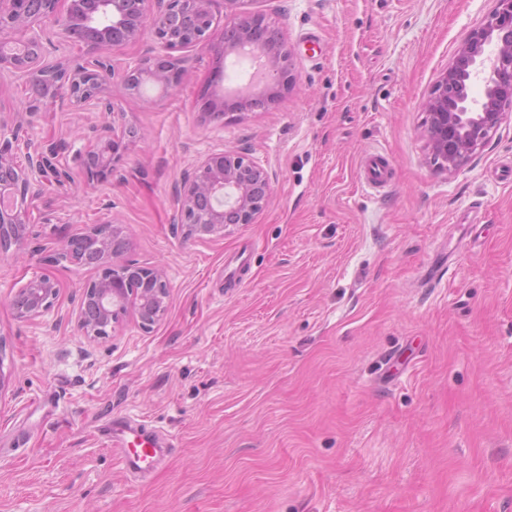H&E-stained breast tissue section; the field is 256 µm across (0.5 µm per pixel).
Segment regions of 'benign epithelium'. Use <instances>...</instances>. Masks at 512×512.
<instances>
[{
	"label": "benign epithelium",
	"instance_id": "7a95c632",
	"mask_svg": "<svg viewBox=\"0 0 512 512\" xmlns=\"http://www.w3.org/2000/svg\"><path fill=\"white\" fill-rule=\"evenodd\" d=\"M0 0V72L9 70L29 78L32 93L27 113L34 116L67 97L85 112H113L103 96L106 82L120 78L134 93L145 83L164 92L175 91L187 73V53L208 49L226 58L262 60V94L274 102L293 82L292 57L282 39L271 38L265 17L240 9L246 0H224L231 19L217 43L210 39L215 0ZM488 15L474 24L451 62L440 74L424 107L428 115L424 139L438 169L453 174L467 166L488 144L501 124L512 116V0H492ZM25 32L15 43L14 34ZM151 32L162 53L138 57L116 73L111 60L98 53L106 46L137 41ZM57 34L81 44L92 60L66 63L46 59L47 45ZM481 93H473L474 87ZM224 104L221 118L251 109L253 99L239 96ZM94 133L83 152L81 167L87 178H107L120 164L131 127L120 123L92 125ZM23 124L0 119V251L20 247L27 237L24 204L33 186L51 177L58 186L74 182L72 172L54 163L63 145L33 146ZM26 143V162L15 154ZM272 180L266 168L245 156L222 150L199 156L186 171L177 195L176 228L185 237L205 240L224 235L230 224H251L268 205ZM129 243L118 225L92 224L68 237L54 257L57 262L87 265L94 256L96 278L86 282L75 312L81 335L102 340L112 335L127 313L145 331L165 317L170 284L161 265L142 267L122 261ZM56 283L35 275L12 299L15 317L35 321L51 312Z\"/></svg>",
	"mask_w": 512,
	"mask_h": 512
}]
</instances>
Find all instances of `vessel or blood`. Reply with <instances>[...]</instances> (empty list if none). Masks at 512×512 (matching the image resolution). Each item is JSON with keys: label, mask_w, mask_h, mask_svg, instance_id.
Instances as JSON below:
<instances>
[{"label": "vessel or blood", "mask_w": 512, "mask_h": 512, "mask_svg": "<svg viewBox=\"0 0 512 512\" xmlns=\"http://www.w3.org/2000/svg\"><path fill=\"white\" fill-rule=\"evenodd\" d=\"M363 185L383 192L393 183V170L388 157L380 152L366 154L360 163ZM104 433L118 452L125 468L134 474L152 469L165 453L158 435L145 425L125 418L113 419Z\"/></svg>", "instance_id": "vessel-or-blood-1"}]
</instances>
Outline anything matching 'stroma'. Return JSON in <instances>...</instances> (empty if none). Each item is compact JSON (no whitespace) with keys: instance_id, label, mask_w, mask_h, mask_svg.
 Masks as SVG:
<instances>
[{"instance_id":"obj_1","label":"stroma","mask_w":512,"mask_h":512,"mask_svg":"<svg viewBox=\"0 0 512 512\" xmlns=\"http://www.w3.org/2000/svg\"><path fill=\"white\" fill-rule=\"evenodd\" d=\"M492 0H247L292 54L294 82L220 123L208 102L247 84L209 51L181 87L104 94L114 114L27 116L23 78L0 80V116L68 142L75 182L34 186L31 233L0 253V512H512V119L473 161L434 167L423 103ZM136 132L121 164L87 185L88 127ZM268 169L251 224L183 238L176 189L202 154ZM388 156L393 184L366 192L359 163ZM115 222L125 260L163 264L167 313L126 315L87 341L73 310L91 267L52 256L87 225ZM59 293L15 319L32 276ZM128 416L171 454L128 475L103 436ZM57 295L56 283L46 275H35L24 283L12 299V308L19 321L38 320L51 312Z\"/></svg>"}]
</instances>
